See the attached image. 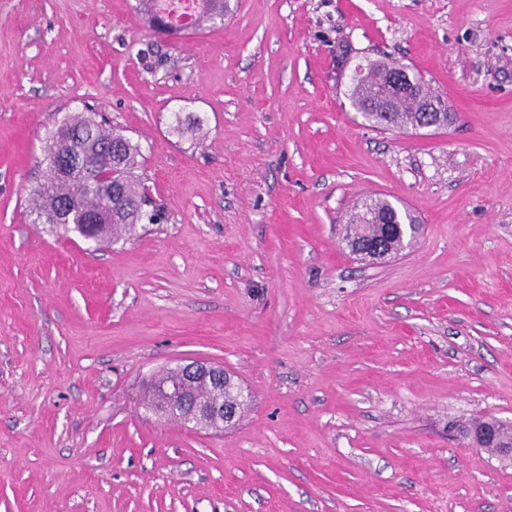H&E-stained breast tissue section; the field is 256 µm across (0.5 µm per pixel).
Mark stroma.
Listing matches in <instances>:
<instances>
[{"instance_id":"35a3bbf8","label":"stroma","mask_w":512,"mask_h":512,"mask_svg":"<svg viewBox=\"0 0 512 512\" xmlns=\"http://www.w3.org/2000/svg\"><path fill=\"white\" fill-rule=\"evenodd\" d=\"M135 0H0V512H512V0H239L183 40ZM418 71L441 130H381L357 63ZM106 118L158 224L94 242L30 212L45 137ZM420 226L365 264L344 216ZM224 365L232 428L148 413ZM479 421L480 420L471 422L466 431L468 432L469 429H473ZM499 424H501V422L495 418L484 419L481 426L470 430L473 444L480 449H484L485 447H494L496 436L495 431ZM503 425H499L498 438L500 442L509 443L512 441V428H509L507 425L504 427Z\"/></svg>"}]
</instances>
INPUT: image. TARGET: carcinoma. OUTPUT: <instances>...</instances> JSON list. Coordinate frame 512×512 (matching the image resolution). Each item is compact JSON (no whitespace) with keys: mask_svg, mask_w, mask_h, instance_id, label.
<instances>
[{"mask_svg":"<svg viewBox=\"0 0 512 512\" xmlns=\"http://www.w3.org/2000/svg\"><path fill=\"white\" fill-rule=\"evenodd\" d=\"M201 8L195 14L198 29L224 22L231 10L229 0H200ZM135 11L150 31L157 35L176 38L184 33L173 23L171 10L165 0H136ZM385 93V113L377 111L371 124H386L393 128H408L424 116L423 107L436 95L421 83L409 92L387 89L385 73L381 70L369 75L368 83L350 86L348 97L358 112L369 111L368 103ZM139 146L122 131L106 128L93 118L66 116L49 134L44 148V180L33 190L36 220L56 224L65 219L71 224L96 220L106 225L100 240L117 241L131 233L136 225L146 220L153 224L155 213L142 209L146 204L144 183L136 173ZM416 223L406 212L400 213L384 197L367 200L346 225L345 244L349 249L374 242L397 254L405 248V241L384 237L382 221ZM197 399L224 402L241 397V384L231 379L224 382V390L216 391L204 381L194 389Z\"/></svg>","mask_w":512,"mask_h":512,"instance_id":"cac0c4a2","label":"carcinoma"}]
</instances>
